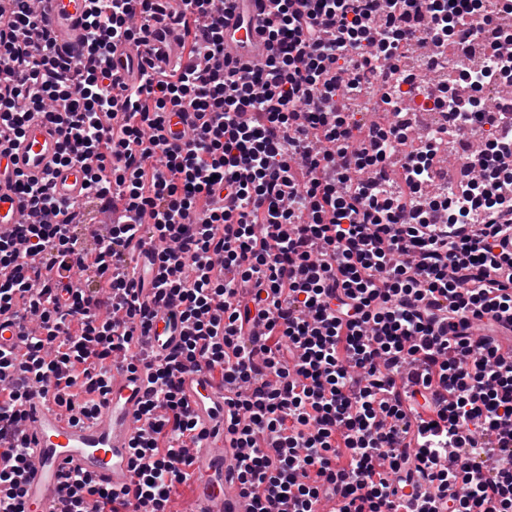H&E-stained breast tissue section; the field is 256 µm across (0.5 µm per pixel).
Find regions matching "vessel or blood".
Listing matches in <instances>:
<instances>
[{"mask_svg": "<svg viewBox=\"0 0 512 512\" xmlns=\"http://www.w3.org/2000/svg\"><path fill=\"white\" fill-rule=\"evenodd\" d=\"M57 44L82 53L85 31L82 19L90 0H43ZM262 15L259 0H234L224 13V50L230 57L249 65L263 64L265 42L258 30ZM113 71L131 83L138 78V57L125 48L112 56ZM9 157L0 168V235L10 234L25 215L12 190L14 173L38 181L52 176L54 193L61 199L83 196L85 169L75 164L57 166L61 136L40 121H31L24 136L0 133ZM184 328L178 315L167 310L158 314L148 342L159 354H167L182 342ZM178 385L189 401L203 432L191 444L193 461L189 482L193 495L180 512H252V502L242 493L236 477L237 449L224 441V388L207 370H187L178 375ZM144 371L123 367L110 373L109 392L90 419L68 420L41 393H34L27 405L29 417L23 427L34 461L24 477L28 512H57L62 472L94 474L115 488L133 480L130 443L136 427L135 416L145 397Z\"/></svg>", "mask_w": 512, "mask_h": 512, "instance_id": "vessel-or-blood-1", "label": "vessel or blood"}]
</instances>
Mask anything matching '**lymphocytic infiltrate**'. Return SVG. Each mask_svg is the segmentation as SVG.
<instances>
[{
    "mask_svg": "<svg viewBox=\"0 0 512 512\" xmlns=\"http://www.w3.org/2000/svg\"><path fill=\"white\" fill-rule=\"evenodd\" d=\"M219 2L91 0L77 57L36 0L0 10V125L57 128L59 165H84L111 224L86 252L80 203L51 178H15L28 220L0 236V317L24 350L0 349V512H27L18 431L33 392L56 387L62 412L92 417L116 362L147 367L134 479L64 473L60 512H170L197 431L177 376L203 368L227 389L224 436L253 512H512V253L499 250L512 177L423 199L439 140L406 154L390 115L349 119L362 69L443 44L450 21L497 52L512 0H392L382 20L368 0H267L255 69L224 59ZM162 23L191 65L114 78L115 48L146 54ZM494 63L485 84L512 72V56ZM175 116L191 130L179 144L159 134ZM144 236L155 249L137 279ZM163 305L186 331L149 358Z\"/></svg>",
    "mask_w": 512,
    "mask_h": 512,
    "instance_id": "obj_1",
    "label": "lymphocytic infiltrate"
}]
</instances>
